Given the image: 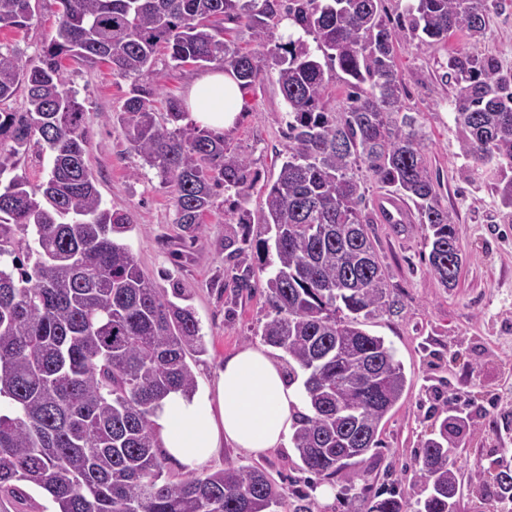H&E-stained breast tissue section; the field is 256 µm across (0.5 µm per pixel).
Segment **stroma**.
<instances>
[{
  "label": "stroma",
  "mask_w": 512,
  "mask_h": 512,
  "mask_svg": "<svg viewBox=\"0 0 512 512\" xmlns=\"http://www.w3.org/2000/svg\"><path fill=\"white\" fill-rule=\"evenodd\" d=\"M55 25L53 0H39L27 27L0 29V47L20 53L28 64H38ZM451 50L493 55L512 69V0H503L480 40L459 32L449 37L447 47L427 53L417 51L408 37L399 42L396 64L405 87L403 103L417 114L431 167L440 173L441 203L459 234L462 270L457 287H442L427 271L425 226L413 214L401 232L384 223L378 201L387 191L368 172H361L363 214L404 305L400 313L372 320L366 330L384 339L406 376L401 400L382 422L378 453L362 468L372 492L394 490L413 499L422 497L415 458L423 443L438 434L448 395L466 396L475 413L474 427L449 461L461 472L460 512H489L493 496L476 474L493 449L512 466V208L503 205L496 189L500 174L460 151L451 107L454 89L436 73ZM63 71L67 87L77 91L85 110L86 164L102 203L130 216L134 229L124 242L144 274L166 293L178 289L187 296L206 346L205 354L192 365L197 390L214 391L225 357L242 347L263 344L262 329L270 312L266 295L257 286L263 275L255 251L242 258L251 269L252 287L238 290L224 238L242 233L253 240L260 236L259 224L243 227L238 216L243 208L260 214L264 191L276 180L288 143V107L276 77L265 75L244 90L237 125L224 136L227 145L246 156L258 173L246 202L220 195L203 216L201 232L191 235L177 222L171 187L144 166L122 127L109 120L121 110L130 79L116 75L106 63L88 66L68 60ZM242 465H258L266 471L283 498L282 512H295L301 504L312 512L369 508L368 502L346 500L345 479L333 483L332 500L318 499V477L303 470L291 447L255 456L224 443L199 471L207 474Z\"/></svg>",
  "instance_id": "stroma-1"
}]
</instances>
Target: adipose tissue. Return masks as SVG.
<instances>
[{
  "label": "adipose tissue",
  "instance_id": "1",
  "mask_svg": "<svg viewBox=\"0 0 512 512\" xmlns=\"http://www.w3.org/2000/svg\"><path fill=\"white\" fill-rule=\"evenodd\" d=\"M185 104L194 124L224 135L241 114L239 82L232 70L210 71L189 87ZM304 407L301 384L265 349L245 347L225 358L215 394H170L152 423L165 453L193 470L223 440L252 455L284 445Z\"/></svg>",
  "mask_w": 512,
  "mask_h": 512
}]
</instances>
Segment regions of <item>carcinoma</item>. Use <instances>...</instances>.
<instances>
[{"mask_svg":"<svg viewBox=\"0 0 512 512\" xmlns=\"http://www.w3.org/2000/svg\"><path fill=\"white\" fill-rule=\"evenodd\" d=\"M384 0H54L57 24L39 64L0 51V104L24 90L21 112L0 111V172L34 147L49 148L51 166L36 184L15 177L0 191V503L20 504L27 482L56 512H278L274 482L259 466L228 467L173 480L152 417L172 392L192 395L190 361L206 352L185 296L167 297L147 279L122 236L135 225L101 206L85 163V112L66 87L63 61L107 62L132 78L119 120L144 163L175 193L178 224L200 229L215 189L242 199L254 181L251 162L224 137L181 124L185 110L141 82L164 65L218 63L250 88L274 72L288 105V145L258 217L267 237H228L240 258L260 254L274 316L261 336L288 357V376L304 378L306 411L292 443L304 467L323 480L341 477L379 447V427L402 398L406 377L368 321L402 310L390 276L362 220L357 176L370 172L407 197L427 226L429 272L445 288L458 284L459 236L428 169L426 135L401 99L396 68L399 33L416 48L447 44L460 30L485 34L500 0H409L396 25ZM32 0H0V27L27 26ZM297 33L265 59L232 48L225 23L251 30L265 46L270 27ZM313 39L323 57L312 51ZM338 68L347 102L324 101ZM440 80L452 82V106L464 155L512 170V71L494 56L448 55ZM35 258L24 269L19 254ZM464 424L444 418L421 451L425 496L391 494L368 512H458L459 479L448 464V436ZM502 501H512V469L491 460Z\"/></svg>","mask_w":512,"mask_h":512,"instance_id":"cac0c4a2","label":"carcinoma"}]
</instances>
